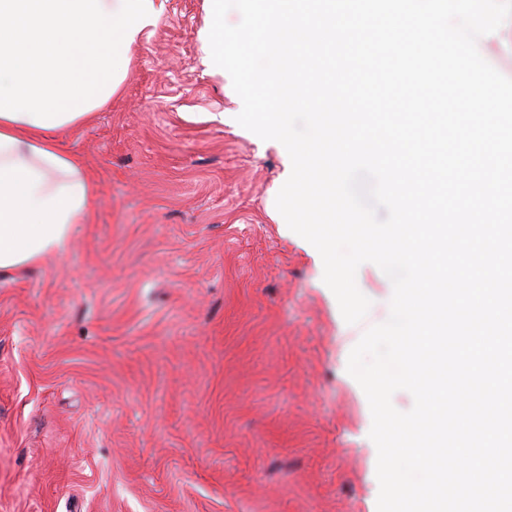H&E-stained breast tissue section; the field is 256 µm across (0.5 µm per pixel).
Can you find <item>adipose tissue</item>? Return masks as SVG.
Instances as JSON below:
<instances>
[{
    "mask_svg": "<svg viewBox=\"0 0 512 512\" xmlns=\"http://www.w3.org/2000/svg\"><path fill=\"white\" fill-rule=\"evenodd\" d=\"M165 0H0V272L66 251L90 180L60 130L104 108Z\"/></svg>",
    "mask_w": 512,
    "mask_h": 512,
    "instance_id": "1",
    "label": "adipose tissue"
}]
</instances>
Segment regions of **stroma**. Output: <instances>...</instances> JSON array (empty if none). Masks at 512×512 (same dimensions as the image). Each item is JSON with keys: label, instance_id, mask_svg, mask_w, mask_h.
<instances>
[{"label": "stroma", "instance_id": "stroma-1", "mask_svg": "<svg viewBox=\"0 0 512 512\" xmlns=\"http://www.w3.org/2000/svg\"><path fill=\"white\" fill-rule=\"evenodd\" d=\"M167 0L121 92L61 137L95 203L64 255L0 274V512H377L367 397L317 249L268 212L288 152Z\"/></svg>", "mask_w": 512, "mask_h": 512}]
</instances>
